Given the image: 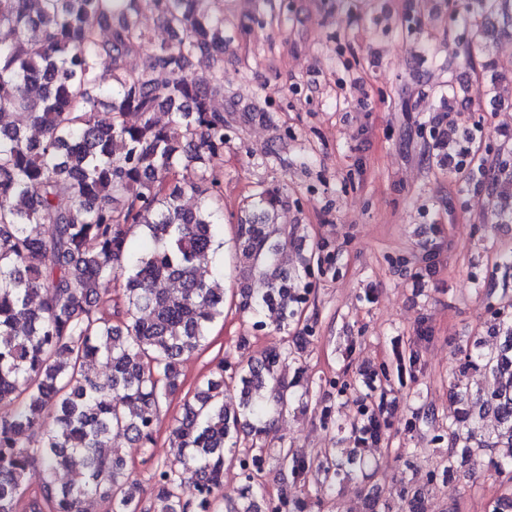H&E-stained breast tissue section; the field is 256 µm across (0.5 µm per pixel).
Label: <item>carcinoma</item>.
Listing matches in <instances>:
<instances>
[{
  "instance_id": "1",
  "label": "carcinoma",
  "mask_w": 512,
  "mask_h": 512,
  "mask_svg": "<svg viewBox=\"0 0 512 512\" xmlns=\"http://www.w3.org/2000/svg\"><path fill=\"white\" fill-rule=\"evenodd\" d=\"M153 2L172 36L159 46L139 0H0V116L25 120L0 125V512H84L93 499L105 512H307L296 495L260 507L263 449L237 448L240 433H266L296 399L299 382L280 374L296 349L221 362L196 383L170 433L186 454L154 467L149 506L111 446L118 434L144 447L154 442L162 408L183 384V357L224 317V289L211 269L224 216L213 174L224 154V109L213 102L224 87V16L209 0ZM492 15L498 31L512 30V0H468L467 21ZM135 53L146 62L130 70ZM197 54L213 59L206 75L191 72ZM102 107L112 114L105 126ZM160 110L170 114L165 126L154 120ZM185 163L197 178L182 184ZM188 192L193 207L182 204ZM285 203L279 190L262 189L237 216L234 306L254 330L287 327L309 301L302 280L312 256L277 224ZM117 280L114 302L107 285ZM171 280L179 287H164ZM491 309L504 345L470 352L452 370L448 462L459 448L470 457L506 448L492 467L512 483V301ZM100 359L110 366L105 377L92 370ZM472 372L492 387L471 394ZM380 374L379 385L357 397L351 422L372 443L384 438L389 417L390 376ZM229 390L238 398L232 409L224 404ZM476 406L498 420L494 437L477 436ZM279 454L296 478L327 492L352 465L364 466L332 448ZM227 459L244 476L235 499L222 493ZM35 466L42 480L32 491ZM62 470L85 479L60 486Z\"/></svg>"
}]
</instances>
